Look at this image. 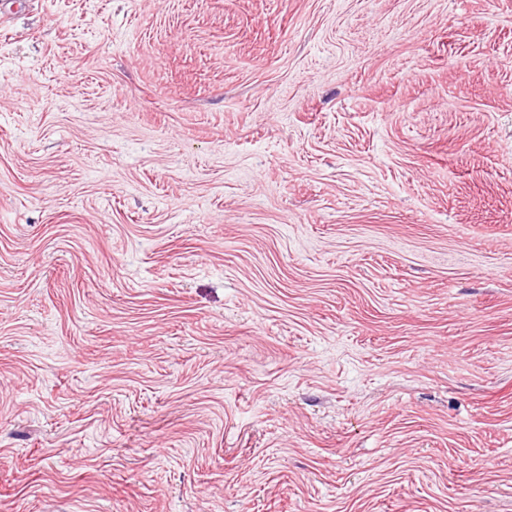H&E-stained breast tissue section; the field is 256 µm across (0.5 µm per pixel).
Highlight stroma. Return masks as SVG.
Segmentation results:
<instances>
[{
	"label": "stroma",
	"mask_w": 512,
	"mask_h": 512,
	"mask_svg": "<svg viewBox=\"0 0 512 512\" xmlns=\"http://www.w3.org/2000/svg\"><path fill=\"white\" fill-rule=\"evenodd\" d=\"M0 0V512H512V0Z\"/></svg>",
	"instance_id": "stroma-1"
}]
</instances>
